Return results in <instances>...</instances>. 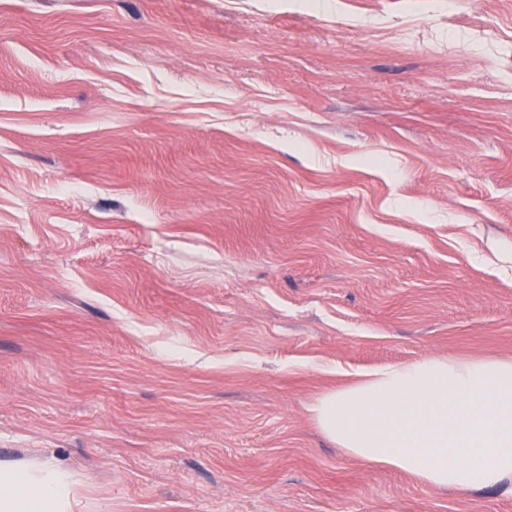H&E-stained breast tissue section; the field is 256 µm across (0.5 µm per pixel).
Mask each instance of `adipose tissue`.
I'll return each instance as SVG.
<instances>
[{
  "label": "adipose tissue",
  "instance_id": "adipose-tissue-1",
  "mask_svg": "<svg viewBox=\"0 0 512 512\" xmlns=\"http://www.w3.org/2000/svg\"><path fill=\"white\" fill-rule=\"evenodd\" d=\"M324 437L350 456L460 495L512 483V359L434 357L358 374L316 397ZM53 467L0 466V512H72Z\"/></svg>",
  "mask_w": 512,
  "mask_h": 512
}]
</instances>
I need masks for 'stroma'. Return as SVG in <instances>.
I'll list each match as a JSON object with an SVG mask.
<instances>
[{"mask_svg": "<svg viewBox=\"0 0 512 512\" xmlns=\"http://www.w3.org/2000/svg\"><path fill=\"white\" fill-rule=\"evenodd\" d=\"M431 356L512 357V0H0V463L74 512H512L318 430Z\"/></svg>", "mask_w": 512, "mask_h": 512, "instance_id": "35a3bbf8", "label": "stroma"}]
</instances>
